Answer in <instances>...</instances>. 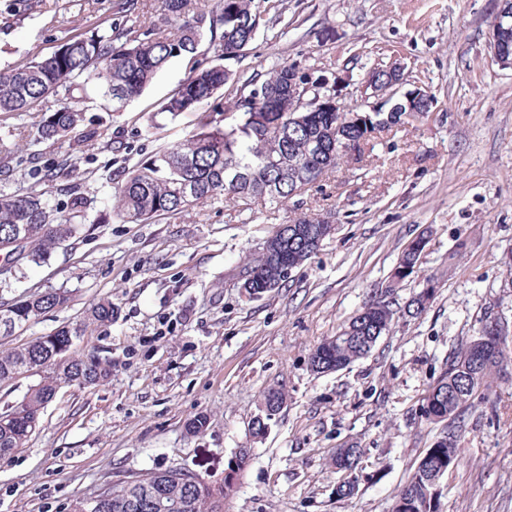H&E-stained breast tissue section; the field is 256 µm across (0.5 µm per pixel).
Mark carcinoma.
<instances>
[{
    "instance_id": "1",
    "label": "carcinoma",
    "mask_w": 512,
    "mask_h": 512,
    "mask_svg": "<svg viewBox=\"0 0 512 512\" xmlns=\"http://www.w3.org/2000/svg\"><path fill=\"white\" fill-rule=\"evenodd\" d=\"M262 21L255 0H217L209 10H196L192 0H164V13L132 24L115 23L110 31L89 37L74 36L51 54L36 56L0 71V112H27L50 95L63 91L71 102L48 113L36 128L42 141L66 142L73 154L104 140V132L86 122L74 92L93 84L100 96L121 112L138 98L175 58H188L193 66L157 113L174 120L186 112L199 113L195 129L180 142L165 145L131 168L114 174L113 215L126 223L148 222L165 213H180L209 199L224 197L246 206L288 200L315 184L328 172L351 159L348 151H362L366 127L347 122L331 106L336 90L313 86L305 98L320 97L322 112H292L288 80L295 66L279 64L262 81L239 84L224 61L243 56ZM208 41L213 57L201 62L200 46ZM232 95L224 107L225 94ZM213 105L200 111L207 102ZM68 213L62 217L46 193H0V242L20 238L6 249L0 262V283L18 279L26 262L39 264L81 230L87 195L66 190ZM328 237L320 217L301 215L286 228L277 256L261 255L249 265L254 293L280 287L277 265L296 268L318 250L309 237ZM427 241L416 237L398 258L391 274L406 279L420 260ZM435 288L422 289L408 305V313H422ZM386 288L369 299L336 335L325 339L310 354L316 373L336 372L367 356L385 334L395 316ZM69 293L51 288L21 297L0 307V331L9 333L47 311L65 305ZM119 307L102 298L79 324L54 332L0 356V386L26 375L40 380L21 401L0 413V457L22 447L37 430L41 414L64 385H95L112 376V364L95 356L70 355L75 342L91 325L106 326ZM506 337L484 344L471 338L455 346L445 367L422 400L420 417L442 425L439 435L416 469L393 498L391 512H441L442 478L458 463L459 430L477 396L492 389L507 366ZM359 448H338L330 465L339 471L355 470ZM249 462L242 450L228 463L224 486L212 487L178 468L150 472L114 485L93 498H77L68 512H224V498L236 488Z\"/></svg>"
}]
</instances>
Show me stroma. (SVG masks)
<instances>
[{
    "instance_id": "1",
    "label": "stroma",
    "mask_w": 512,
    "mask_h": 512,
    "mask_svg": "<svg viewBox=\"0 0 512 512\" xmlns=\"http://www.w3.org/2000/svg\"><path fill=\"white\" fill-rule=\"evenodd\" d=\"M121 0H0V70L50 54L68 38L109 28ZM263 24L242 58L241 79L288 62L339 77L346 106L377 102L369 69L400 64L409 85L434 99L427 116L378 135L362 156L292 199L249 209L217 198L147 224L101 223L113 204L111 176L160 146L184 139L197 116L147 135L144 116L187 77L173 60L126 111L98 96L87 118L119 150L68 157L38 143L51 96L27 112L0 113V189L47 192L65 211L66 188L89 198L83 230L24 278L0 288V305L49 288L68 304L0 334V354L82 320L100 298L120 312L89 327L73 355L111 360L97 386H66L24 447L0 458V512H67L117 480L179 468L212 486L250 451L224 512H390L393 497L433 443L437 425L421 400L449 351L486 316L512 323V67L490 51L498 0H262ZM54 172L52 181L41 170ZM329 216L333 234L284 287L258 297L243 287L246 263L279 225ZM428 244L391 301L398 310L373 351L338 372L311 371L308 357L389 281L419 233ZM439 284L420 316L407 305L428 278ZM271 388L286 400L254 436ZM206 415L201 432L187 428ZM363 448L358 489L336 497V449ZM461 455L441 481L442 512H512V364L460 434Z\"/></svg>"
}]
</instances>
